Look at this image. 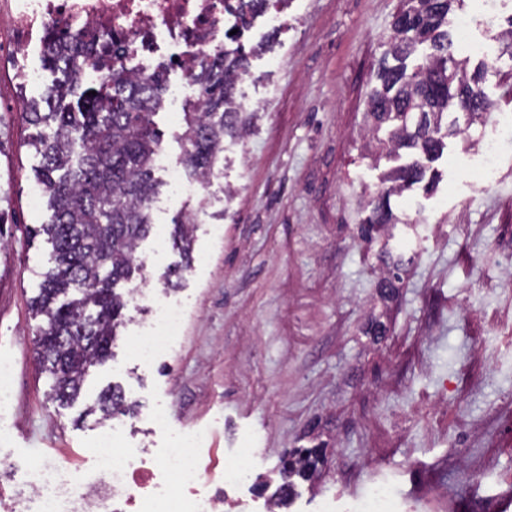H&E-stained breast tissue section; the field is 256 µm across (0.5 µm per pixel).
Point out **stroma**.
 I'll list each match as a JSON object with an SVG mask.
<instances>
[{
  "mask_svg": "<svg viewBox=\"0 0 512 512\" xmlns=\"http://www.w3.org/2000/svg\"><path fill=\"white\" fill-rule=\"evenodd\" d=\"M399 7L293 0L296 23L251 60L242 85L249 126L225 137L211 184L184 196L165 171L154 172L165 202L154 222L167 230L195 219L193 261L183 269L178 249L149 236L131 283L182 308L176 346L139 363L126 338L151 310L128 311L113 358L91 369L66 406L49 399L52 379L33 352L31 301L51 246L27 237L49 213L32 203L39 159L21 117L52 75L38 56L21 63L0 52V187L10 194L0 218V360L13 369L0 451L30 464H90L103 424L86 408L117 384L136 405L122 419L135 446L207 436L195 454L212 487L222 484L225 460L251 450L252 476L225 512H266L261 482L277 478L289 450L315 445L325 463L314 481L297 483L282 512H319L327 497L344 510L377 481L392 486L400 512H512V57L498 39L512 0H463L449 13V26L469 20L479 46L457 58H500V74L484 85L492 107L460 120L433 164L432 189L417 184L392 198L393 239L368 242L358 234L361 210L397 161L373 162L364 148L367 94ZM23 66L41 80H21ZM185 108L181 101L154 118L178 168ZM490 142L498 152L488 188L481 172ZM385 246L408 259L388 293L380 288ZM178 267L181 277L164 286ZM378 324L384 335H375ZM160 408L162 429L153 421Z\"/></svg>",
  "mask_w": 512,
  "mask_h": 512,
  "instance_id": "obj_1",
  "label": "stroma"
}]
</instances>
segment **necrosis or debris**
<instances>
[{
	"mask_svg": "<svg viewBox=\"0 0 512 512\" xmlns=\"http://www.w3.org/2000/svg\"><path fill=\"white\" fill-rule=\"evenodd\" d=\"M237 0H0V41L17 54H46L49 34L97 52L79 82L108 80L111 70L150 78L158 65L179 71L169 102L191 91L187 76L225 42H240ZM180 307L155 304L144 330L131 337L139 360L151 363L176 344ZM122 431L102 436L94 471L46 461L25 469L27 493L13 496L8 512H220L225 499L208 488L207 472L193 454L201 436L173 437L166 448H122Z\"/></svg>",
	"mask_w": 512,
	"mask_h": 512,
	"instance_id": "4bbe7bcc",
	"label": "necrosis or debris"
}]
</instances>
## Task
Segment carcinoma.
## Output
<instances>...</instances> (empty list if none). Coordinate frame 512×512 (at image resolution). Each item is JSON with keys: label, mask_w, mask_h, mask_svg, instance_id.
<instances>
[{"label": "carcinoma", "mask_w": 512, "mask_h": 512, "mask_svg": "<svg viewBox=\"0 0 512 512\" xmlns=\"http://www.w3.org/2000/svg\"><path fill=\"white\" fill-rule=\"evenodd\" d=\"M461 2L403 0L394 17L388 51L394 64L380 66L379 85L368 96V116L372 132L386 131L381 147L395 156L405 150L409 160L368 202L370 213L360 224L364 239L396 223L391 197L423 182L444 139L458 134L456 120L448 115L464 112L475 120L491 107L482 83L500 73L496 59L481 61L471 72L464 60H453L448 68L453 56L448 14ZM53 43L44 64L58 78L41 99L25 105L23 116L34 128L29 145L40 157L36 179L52 211L49 223L30 229L33 238L46 236L53 262L31 302L34 316L42 320L34 344L53 378V398L68 404L78 398L89 369L111 356L125 325L129 299L116 288L131 279L137 244L153 228L154 160L161 149L153 117L161 109L166 73L159 70L142 82L114 70L106 84L84 88L73 74L91 64L89 52L56 33ZM423 44L430 52L409 66ZM247 62L242 52L232 57L216 50L189 73L198 96L183 113L179 139L185 144L186 168L200 177L214 172L224 136L245 132L234 88ZM476 99L482 108L473 107ZM193 232L188 220L174 223L171 232L187 269ZM132 409L121 390L109 387L91 411L107 420ZM325 457L319 446L294 448L283 458V474L307 480Z\"/></svg>", "instance_id": "carcinoma-1"}]
</instances>
